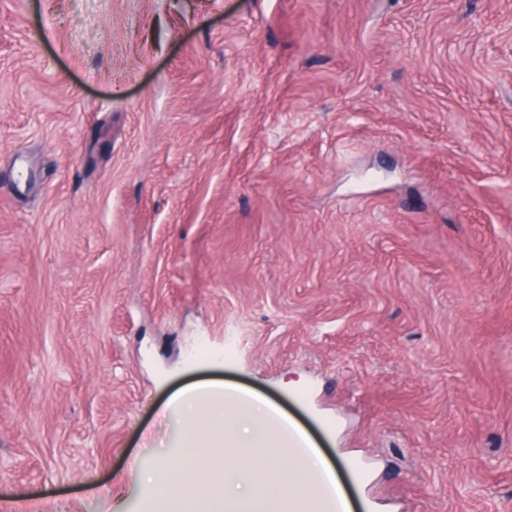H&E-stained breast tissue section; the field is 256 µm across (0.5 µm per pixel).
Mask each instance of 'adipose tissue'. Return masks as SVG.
I'll use <instances>...</instances> for the list:
<instances>
[{"label":"adipose tissue","mask_w":512,"mask_h":512,"mask_svg":"<svg viewBox=\"0 0 512 512\" xmlns=\"http://www.w3.org/2000/svg\"><path fill=\"white\" fill-rule=\"evenodd\" d=\"M171 403L181 436L206 448L207 464L204 474L189 468L178 479L168 460L150 469L144 494L153 512H281L285 496L322 497L335 488L333 465L315 449L277 470L278 412L260 397L228 400L212 384L178 392Z\"/></svg>","instance_id":"1"}]
</instances>
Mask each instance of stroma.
Wrapping results in <instances>:
<instances>
[{
  "label": "stroma",
  "mask_w": 512,
  "mask_h": 512,
  "mask_svg": "<svg viewBox=\"0 0 512 512\" xmlns=\"http://www.w3.org/2000/svg\"><path fill=\"white\" fill-rule=\"evenodd\" d=\"M211 382L512 512V0H0V512H133Z\"/></svg>",
  "instance_id": "35a3bbf8"
}]
</instances>
